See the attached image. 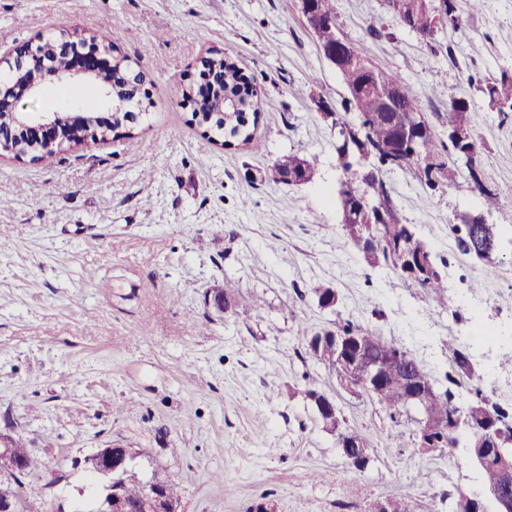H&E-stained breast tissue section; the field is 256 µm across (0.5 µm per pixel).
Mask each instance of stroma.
<instances>
[{
  "label": "stroma",
  "mask_w": 512,
  "mask_h": 512,
  "mask_svg": "<svg viewBox=\"0 0 512 512\" xmlns=\"http://www.w3.org/2000/svg\"><path fill=\"white\" fill-rule=\"evenodd\" d=\"M456 3L464 28L429 40L382 0H334L342 34L371 45L433 127L450 99L474 107L498 208L446 184L429 190L409 171L383 175L400 222L449 262L438 298L369 267L320 191L339 176L320 108L342 111L347 91L297 0H0V56L42 34H91L144 72L152 104L135 136L48 163L0 158V431L26 442L38 465L23 482L44 486L48 505L76 512L84 457L113 445L137 452L142 481L176 483L180 512H369L393 496L408 512H455L459 492L478 487L464 449L420 448L413 415L391 421L343 389L306 341L350 321L402 347L437 387L454 373L461 399L479 387L512 407L492 384L512 377V352L471 323L512 329V246L480 261L448 225L459 211L512 225V116L469 82L512 75V0H485L475 14ZM214 51L259 90L258 127L241 149L205 144L184 102ZM290 153L316 159L317 184L271 178ZM228 279L238 291L220 312L206 297ZM317 281L336 289L335 307L311 295ZM452 336L472 375L458 374ZM309 388L333 396L344 429L366 437L365 469L323 429Z\"/></svg>",
  "instance_id": "35a3bbf8"
}]
</instances>
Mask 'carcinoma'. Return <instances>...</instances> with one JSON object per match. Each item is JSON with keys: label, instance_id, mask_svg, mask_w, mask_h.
<instances>
[{"label": "carcinoma", "instance_id": "cac0c4a2", "mask_svg": "<svg viewBox=\"0 0 512 512\" xmlns=\"http://www.w3.org/2000/svg\"><path fill=\"white\" fill-rule=\"evenodd\" d=\"M385 2L401 25L423 37L432 38L426 0ZM324 15L327 24L322 28L319 39L332 45L339 38L333 0H327ZM203 62L224 67L223 111L206 112L201 105L193 113L198 123L205 127L203 137L206 143L214 145L220 142L226 148L249 144L260 114L256 88L229 57L211 56ZM341 78L346 88L354 89V94L346 98L345 112L338 114L337 118L348 126L351 150L369 156L376 172L372 180L362 181L348 170L339 169L336 201H344L350 214L349 221L341 225L342 232L370 267L392 273L405 288H419L439 296L448 287L443 275L448 260L435 253L429 243L419 237L415 225L395 223L397 207L382 172L416 168L423 173L424 184L431 189L448 181L459 192L479 194L489 207L498 205V193L484 175L474 139L454 138L458 131L472 132L471 104L465 98L451 100L442 130L437 132L425 120L415 92L398 74L379 67L367 86L359 91L355 87L364 75L358 70L348 69L341 73ZM476 82L490 108L503 115L512 112V75L504 73L497 79L478 78ZM390 87L399 91L396 111L383 112L380 92ZM410 113L417 114L422 125L420 152L436 161L434 165L420 163L411 149L403 150L399 145L396 118ZM273 167L292 176L294 185L312 184L318 175L316 160L297 154L278 157ZM478 220L479 216L467 212L456 214L449 220L459 249L477 259L481 258L479 243L468 230V225ZM367 353L390 360V375L375 399L395 421L407 410L406 374L412 372L427 383L430 378L419 363L395 343L381 338L379 345H368ZM448 353L460 370H470L467 355L457 347L452 336L448 337ZM446 379L448 386L445 389L424 392L428 408L437 416L438 428L431 438L438 441V447H471L475 438L482 434V424L488 420H494L501 429L512 432V409L492 402L478 387L475 388V397L464 404L453 389L455 380L449 375ZM321 422L323 428L339 437L363 439L357 432L344 429V419L339 416L334 419L323 417ZM122 490L127 502L135 507L145 493V484L131 475ZM2 493L15 496L19 512H37L42 500L38 491L24 489L21 477L15 475L0 476Z\"/></svg>", "mask_w": 512, "mask_h": 512}]
</instances>
